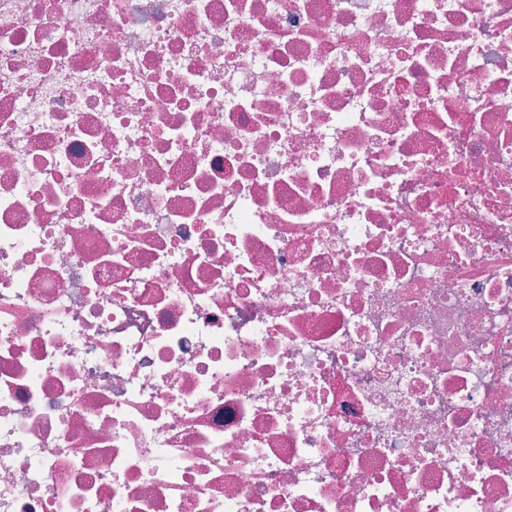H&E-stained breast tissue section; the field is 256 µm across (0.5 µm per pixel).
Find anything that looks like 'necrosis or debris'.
Listing matches in <instances>:
<instances>
[{
	"mask_svg": "<svg viewBox=\"0 0 512 512\" xmlns=\"http://www.w3.org/2000/svg\"><path fill=\"white\" fill-rule=\"evenodd\" d=\"M0 512H512V0H0Z\"/></svg>",
	"mask_w": 512,
	"mask_h": 512,
	"instance_id": "4bbe7bcc",
	"label": "necrosis or debris"
}]
</instances>
